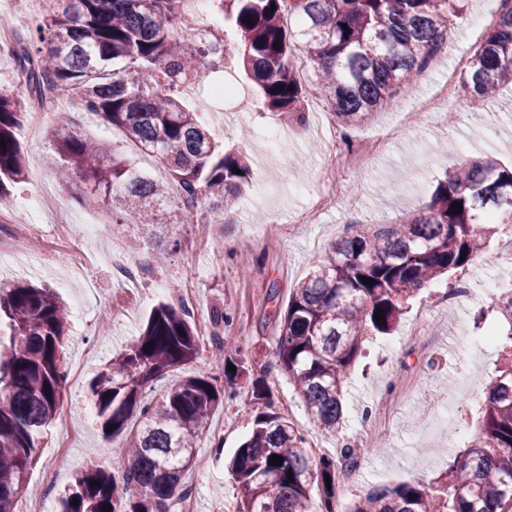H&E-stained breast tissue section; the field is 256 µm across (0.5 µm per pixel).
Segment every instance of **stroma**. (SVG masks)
Masks as SVG:
<instances>
[{
	"label": "stroma",
	"instance_id": "obj_1",
	"mask_svg": "<svg viewBox=\"0 0 512 512\" xmlns=\"http://www.w3.org/2000/svg\"><path fill=\"white\" fill-rule=\"evenodd\" d=\"M499 14L498 0H464L462 16L452 43L435 56L430 69L413 89L389 101L378 113L352 129V137L367 140L382 134L390 139L385 149L364 166L351 171L344 195L329 197L316 223L293 230L272 232L268 238L246 241L245 225L262 220L274 223L306 207L309 197L325 179L321 158L335 120L328 104L305 106V125L289 124L288 140L278 162L262 152V138L281 122L259 109L256 86L243 74L236 58H229L223 72H207L197 101L204 108L197 116L217 142L242 154L250 164L251 186L237 202L235 223L225 225L224 244L197 235L191 218L160 226L113 224L108 211L83 202L80 178L62 188L50 164L52 148L46 137L55 121L56 107L48 105L34 136L16 129L24 156L26 177L13 190L12 205L20 207L44 184L50 185L60 207L71 217L89 223L92 234L84 239L57 234L44 225L47 259L42 270L29 274L7 266V281L55 289L64 304L82 296L91 325L80 330L68 325L67 360L83 348L96 346L76 386L67 387L56 420L43 430L37 448L38 462L29 474L30 498L59 501L68 492L72 476L88 465L110 467L124 436L103 437L90 401L88 382L139 336L149 314L159 303L179 304L183 294L194 292L199 309L191 321L194 329L210 326L218 337H231L248 361L264 364L275 359L277 321L275 308L284 307L294 287L313 262L326 256L332 244L360 224H393L411 217L428 204L437 183L463 160L491 157L512 163V87L497 97L474 101L458 94L453 106L455 122L444 114L406 119L415 100L430 97L447 80L458 57L471 56L482 44ZM232 72L246 92L245 99L209 101V87ZM239 110L236 129L221 131L215 115ZM75 130L82 136L114 148L136 170L160 180L169 174L161 165H143L128 153L122 131L99 115L74 113ZM484 259L465 273L473 290L470 300L451 307L444 303L447 280H440L409 303L396 330L372 336L349 374L347 414L341 436L319 432L295 395L286 374H274L273 394L277 413L285 415L315 443V456L333 457L341 442L364 446L363 428H375L378 450L365 455L357 466L341 471L336 480V512H350L354 501L369 491L401 482L430 483L447 468L457 451L471 440L485 392L502 361V344H475L476 312H483L484 326H500L496 301L512 290V266L499 264L495 255L506 225L497 224ZM113 253L124 265L138 269L139 289L122 288L120 274L103 263L102 252ZM229 320L214 325L215 311ZM450 407L458 429L455 438L430 434L433 414ZM258 411L248 389H241L232 403L220 406L202 431L193 467L186 484L194 512H234L237 487L224 471L231 457L250 433ZM82 420L83 431L70 446L69 463L53 487H46L42 473L52 465V453L65 439L61 420ZM428 440H420L422 432Z\"/></svg>",
	"mask_w": 512,
	"mask_h": 512
}]
</instances>
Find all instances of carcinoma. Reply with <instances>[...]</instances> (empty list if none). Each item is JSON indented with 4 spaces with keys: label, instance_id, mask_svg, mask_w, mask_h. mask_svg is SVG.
I'll return each instance as SVG.
<instances>
[{
    "label": "carcinoma",
    "instance_id": "obj_1",
    "mask_svg": "<svg viewBox=\"0 0 512 512\" xmlns=\"http://www.w3.org/2000/svg\"><path fill=\"white\" fill-rule=\"evenodd\" d=\"M211 2L235 32L234 42H226L222 30L192 45L172 39L178 0L44 5L35 35L17 38L11 50L24 92L0 91V204L25 178L14 130L27 119L30 103L76 94L88 110L151 151L189 198H201L221 238L235 200L246 190L249 168L244 157L215 143L184 105L182 82L206 63L223 60L227 49L259 86L261 107L301 124L305 91L291 64L298 36L334 117L344 128L355 127L412 89L413 74L447 42L448 25L458 17L455 0H293L301 28L292 34L281 22V0ZM501 2L496 24L460 76L461 87L482 99L512 85V0ZM48 136L61 185H70L71 173L79 175L86 198L112 210L114 224L159 223L168 199L164 184L131 171L101 143L73 131L66 115ZM455 202L462 205L458 214ZM506 218L512 221V168L491 158L459 164L413 218L362 225L312 265L279 312L275 361L257 371L226 338L223 382L189 376L148 398L156 379L200 352L186 310L158 304L139 337L89 383L103 436L126 435L114 462L121 477L89 466L75 476L61 512H105L108 503L110 512H170L172 502L189 493L185 474L197 437L224 398L245 385L263 410L227 465L239 492L235 512H254L256 503L261 512H310L314 486L322 512H335L338 466L353 468L375 449L344 444L335 459L312 457L304 433L274 412L270 374L288 375L318 430L339 433L348 372L367 337L392 332L420 290L485 256L489 225ZM363 277L372 283L361 282ZM497 311L508 324V354L487 387L475 436L437 485L402 482L375 489L351 512L512 508V291L498 301ZM377 312L384 323L375 321ZM0 322L10 330L9 343L0 345V512H15V502L28 491L37 436L63 400L67 312L52 289L16 284L0 287ZM273 455L282 464H271Z\"/></svg>",
    "mask_w": 512,
    "mask_h": 512
}]
</instances>
